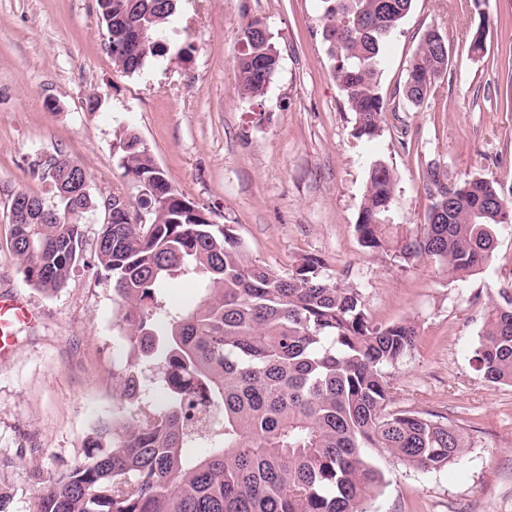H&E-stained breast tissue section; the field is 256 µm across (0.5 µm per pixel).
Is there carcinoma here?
<instances>
[{
	"instance_id": "cac0c4a2",
	"label": "carcinoma",
	"mask_w": 512,
	"mask_h": 512,
	"mask_svg": "<svg viewBox=\"0 0 512 512\" xmlns=\"http://www.w3.org/2000/svg\"><path fill=\"white\" fill-rule=\"evenodd\" d=\"M413 0H321L324 39L351 112L355 135L381 132L385 104L377 78ZM112 63L133 75L165 55L171 0H97ZM265 22L247 20L237 56L240 94L264 95L279 66ZM448 44L437 28L410 62L405 98L423 103L447 71ZM120 167L160 187L135 198L113 194L112 219L144 209L145 224L102 223L97 263L112 277L126 336L122 404L135 410L100 420L84 458L42 481L33 512H363L382 482L364 449L383 448L424 471L454 464L470 447L460 425L393 407L384 369L417 345L408 322L378 326L363 295L324 276L302 257L286 272L249 259L231 224H216L183 198L141 138L120 140ZM49 182V201L20 190L11 210V247L25 281L46 293L66 287L84 265L83 220L98 201L80 166L62 154L31 164ZM424 232L402 240L404 264L434 259L466 278L491 262L496 231L512 224V196L483 176L448 182L438 165L424 176ZM396 186L392 169H369L355 232L367 248H386L384 225ZM197 290L190 306L163 289ZM476 370L512 385V285L486 312L474 350ZM159 369L163 403L140 400L142 373ZM204 442L208 451L185 449Z\"/></svg>"
}]
</instances>
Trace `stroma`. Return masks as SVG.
Returning <instances> with one entry per match:
<instances>
[{"label":"stroma","mask_w":512,"mask_h":512,"mask_svg":"<svg viewBox=\"0 0 512 512\" xmlns=\"http://www.w3.org/2000/svg\"><path fill=\"white\" fill-rule=\"evenodd\" d=\"M248 16L265 21L280 57L257 100L237 88ZM482 20L487 50L477 55L470 33ZM323 26L320 0H180L168 53L127 76L112 64L96 0H0V295L37 312L0 359V493L13 512H32L39 477L79 461L95 423L121 411L126 337L94 257L101 212L84 219L86 268L49 296L25 282L10 249V199L46 194L30 166L58 151L85 169L96 199L136 196L119 166L126 129L186 199L235 227L251 259L285 270L318 258L362 292L374 324L417 326V347L387 370L394 405L466 427L472 445L437 471L368 449L382 483L364 512H512V386L485 381L472 361L488 307L512 283V224L498 229L493 261L464 281L432 260L401 265L392 250L426 220L429 165L452 182L484 176L512 188V0H486L479 13L471 0H413L380 67L387 110L371 141L354 135ZM432 28L448 39L450 65L418 106L403 86ZM377 160L397 178L380 252L354 230Z\"/></svg>","instance_id":"35a3bbf8"}]
</instances>
